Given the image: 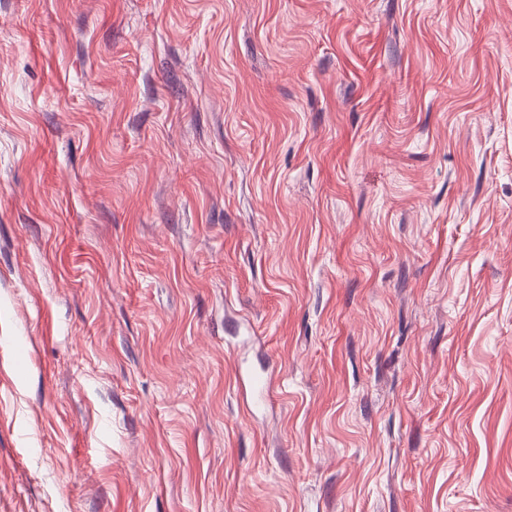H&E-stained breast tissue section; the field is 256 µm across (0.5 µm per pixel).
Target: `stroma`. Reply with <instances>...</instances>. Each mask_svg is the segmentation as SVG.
<instances>
[{
  "label": "stroma",
  "instance_id": "1",
  "mask_svg": "<svg viewBox=\"0 0 512 512\" xmlns=\"http://www.w3.org/2000/svg\"><path fill=\"white\" fill-rule=\"evenodd\" d=\"M0 512H512V0H0Z\"/></svg>",
  "mask_w": 512,
  "mask_h": 512
}]
</instances>
